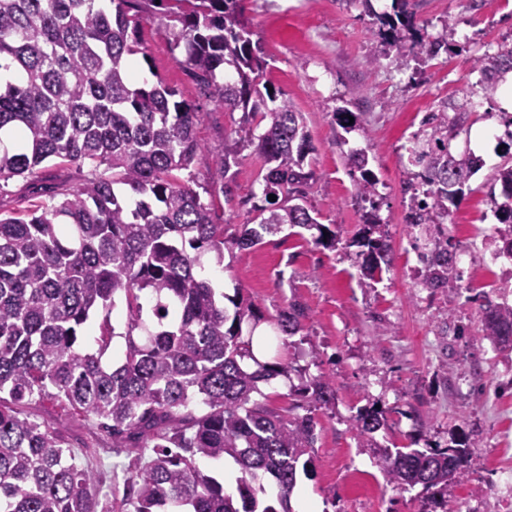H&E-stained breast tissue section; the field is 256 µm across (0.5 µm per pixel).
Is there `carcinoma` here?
I'll return each mask as SVG.
<instances>
[{
	"instance_id": "1",
	"label": "carcinoma",
	"mask_w": 512,
	"mask_h": 512,
	"mask_svg": "<svg viewBox=\"0 0 512 512\" xmlns=\"http://www.w3.org/2000/svg\"><path fill=\"white\" fill-rule=\"evenodd\" d=\"M138 0H0V135L14 138L0 151V190L32 177L52 162L105 167L58 198L25 213L4 209L0 198V512H100L99 480L78 453L19 407L46 398L112 433V447L153 449L144 465L112 491V512H292L300 475L313 473L315 412L336 407L330 379L321 375L301 389L306 413L293 404L271 405L260 385L288 376L279 360L259 362L242 325L266 320L280 336L302 328L306 312L290 302L265 317L236 287L227 311L209 279L198 272L204 252L224 263V252L261 244L287 226L334 248L340 232L322 224L303 204L315 174L314 146L303 114L263 81L266 61L242 21L243 0H166L162 13L181 64L226 112L242 110L235 142L265 160L264 204L226 234L212 217V201L194 188L201 144L196 112L158 80L139 79L133 56L141 52L143 17ZM361 3L378 26L385 52L433 59L448 51L455 22L435 29L416 21L410 0L392 12ZM475 85L494 93L512 75V44L473 60ZM474 92L443 101L414 134L410 164L420 168L406 223H448V202L459 200L483 161L456 150L470 138ZM357 196L376 195L368 155L355 150ZM503 200L490 198L500 223L496 253L512 257V155L493 168ZM273 194L277 199L267 200ZM382 220L372 210L351 245L360 248L365 279L376 282L390 266ZM448 247L434 249L425 288L459 279ZM127 305L126 349L120 363L102 357L115 332L101 333L95 352L78 348L90 316ZM154 301L157 328L147 339L142 300ZM482 336L512 348V304L487 297ZM256 368L245 366L244 359ZM364 441L390 428L387 411L369 403L351 418ZM375 463L400 490L421 487L430 512H448V490L467 480L466 439L429 448L374 446ZM230 457L238 466L237 495L204 473L197 460ZM277 489L262 502L259 485Z\"/></svg>"
}]
</instances>
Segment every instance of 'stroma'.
<instances>
[{
    "instance_id": "obj_1",
    "label": "stroma",
    "mask_w": 512,
    "mask_h": 512,
    "mask_svg": "<svg viewBox=\"0 0 512 512\" xmlns=\"http://www.w3.org/2000/svg\"><path fill=\"white\" fill-rule=\"evenodd\" d=\"M416 19L439 24L457 20L450 52L424 62L372 68L380 49L371 17L345 0H244L243 20L267 61L265 79L302 112L315 152V180L306 199L320 223L336 225V248L313 245L281 230L262 245L225 255L214 266L225 294L236 286L271 315L298 301L307 317L290 344L271 338L265 360L290 363V376L265 385L274 407H288L289 394L319 375L330 376L336 392L335 413L318 414L314 462L316 476L302 480L291 498L293 512L315 500L320 512H423L420 489L401 491L388 483L360 447L349 418L369 403L390 409L391 427L379 431L378 443H408L417 423H424L429 444L466 437L472 450L468 479L451 489L448 512H498L512 490V357L498 352L480 332L483 298L512 303V258L488 259L495 218L485 181L501 157L503 113H512V98L484 101L475 130H494L495 138L458 140L484 161L470 181L465 199L450 210L444 233L450 251L468 250L470 262L456 291L419 288L408 277L420 252L402 226L407 213L403 186L412 167L408 148L424 115L435 103L458 96L471 86L475 56L512 42V0H412ZM148 20L139 32L142 55L135 61L141 75L176 89L197 113L196 135L202 150L195 164L199 183L213 201V220L234 230L246 223L253 205L263 199L259 174L262 158L245 148L238 153L232 180L219 165L239 113L224 111L200 90L180 64L168 29ZM361 113L366 132H345L336 112ZM366 151L378 180V214L390 246L391 266L375 287L363 285L360 261L350 245L362 223L363 210L354 192L355 173L348 163L353 150ZM89 167H49L38 178L10 181L0 200L8 210L28 211L48 200V188L73 189L89 177ZM29 414L58 430L67 447L87 452L112 491V465L118 457L112 438L55 403L30 405Z\"/></svg>"
}]
</instances>
